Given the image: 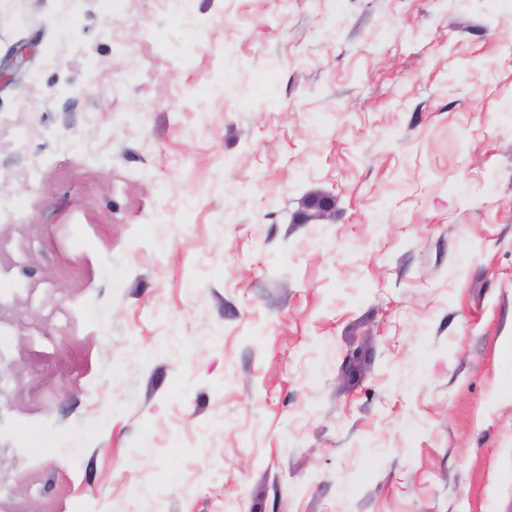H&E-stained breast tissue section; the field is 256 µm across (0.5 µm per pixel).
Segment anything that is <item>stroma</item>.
<instances>
[{"label":"stroma","mask_w":512,"mask_h":512,"mask_svg":"<svg viewBox=\"0 0 512 512\" xmlns=\"http://www.w3.org/2000/svg\"><path fill=\"white\" fill-rule=\"evenodd\" d=\"M0 70V236L83 309L6 312L1 475L512 512V0H0Z\"/></svg>","instance_id":"stroma-1"}]
</instances>
